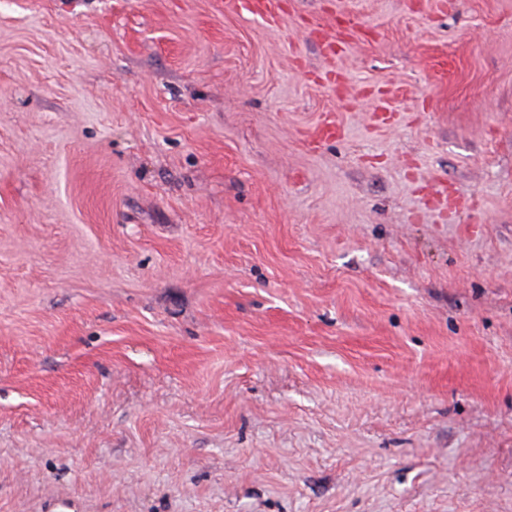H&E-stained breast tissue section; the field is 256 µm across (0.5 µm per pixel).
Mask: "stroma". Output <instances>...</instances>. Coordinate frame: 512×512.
<instances>
[{"instance_id":"1","label":"stroma","mask_w":512,"mask_h":512,"mask_svg":"<svg viewBox=\"0 0 512 512\" xmlns=\"http://www.w3.org/2000/svg\"><path fill=\"white\" fill-rule=\"evenodd\" d=\"M224 2L0 0V512H512V0Z\"/></svg>"}]
</instances>
